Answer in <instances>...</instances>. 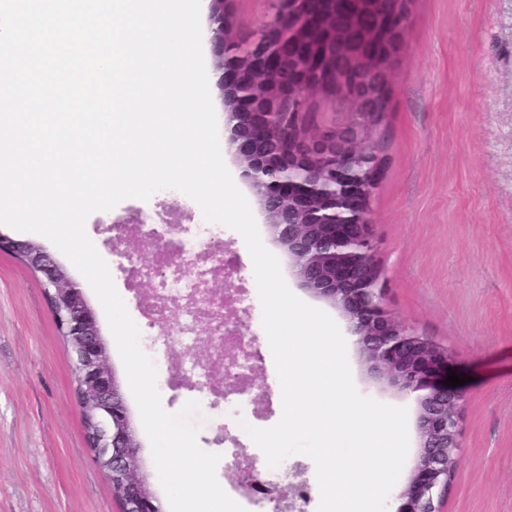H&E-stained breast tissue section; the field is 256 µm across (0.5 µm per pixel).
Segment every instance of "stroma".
Instances as JSON below:
<instances>
[{
	"instance_id": "stroma-1",
	"label": "stroma",
	"mask_w": 512,
	"mask_h": 512,
	"mask_svg": "<svg viewBox=\"0 0 512 512\" xmlns=\"http://www.w3.org/2000/svg\"><path fill=\"white\" fill-rule=\"evenodd\" d=\"M279 0H231L232 32L246 39L267 24ZM221 151L250 203L265 246L279 259L290 289L327 312L346 332L347 354L360 394L417 415L419 396L373 378L347 320L304 288L274 238L252 187L240 179L224 107L222 66L210 39L202 41ZM388 109L366 121L354 106L315 96L299 122L304 137L344 132L373 147L381 176L371 199L374 258L388 309L415 333L457 354L470 376L460 410L459 445L439 512H512V0H409L402 41L390 64ZM198 205L163 189L149 200L127 199L91 214L88 237L107 262L127 310L145 323L154 296L135 274L152 260L132 226L160 212L187 224ZM114 225L113 234L102 231ZM236 264L215 280L257 297L253 262L242 237L223 231ZM263 355L253 426L268 428L282 414L277 372L264 329L251 325ZM182 348L153 362L166 384L165 411L192 400L174 378ZM72 360L38 280L12 254L0 252V512H120L94 461L75 402ZM192 421L199 446L223 453L254 444L219 410L200 407Z\"/></svg>"
}]
</instances>
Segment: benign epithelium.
Masks as SVG:
<instances>
[{
	"label": "benign epithelium",
	"instance_id": "1",
	"mask_svg": "<svg viewBox=\"0 0 512 512\" xmlns=\"http://www.w3.org/2000/svg\"><path fill=\"white\" fill-rule=\"evenodd\" d=\"M211 42L221 60L224 106L233 122L230 141L242 164V177L260 197L276 240L292 257L302 285L331 302L348 321L351 333L370 371L401 391L421 393L416 421L418 456L408 483L397 494V512H437L435 500L448 487V462L459 448V411L467 398L465 386L448 387L443 381L457 360L447 349L420 336L385 307L378 286L370 229V202L380 163L366 147L346 136L331 141L300 136L297 112L288 111L294 100L315 91L312 68L324 57H311L313 46L293 38L307 25L298 5L306 0H281V8L261 31L248 58L232 61L224 34V0H211ZM407 7L386 14L388 33L400 39ZM317 40L333 44L339 54L360 58L369 34L323 9L312 21ZM295 69L292 80L278 78L284 64ZM385 83V69L371 73V82L349 94L336 79L330 88L338 102H352L358 112L373 119L367 101L377 97ZM141 246L155 251L159 267L174 266L173 253L163 240L144 237ZM10 252L37 274L73 361L76 398L89 415L86 433L95 462L109 481L121 488V512H159L148 481L141 471V445L131 413L111 364L110 349L98 315L85 292L47 249L33 241L0 234V252ZM211 308L206 311L205 333L219 331L224 289L213 281L201 290ZM224 368L245 355L243 333H229L224 346Z\"/></svg>",
	"mask_w": 512,
	"mask_h": 512
}]
</instances>
